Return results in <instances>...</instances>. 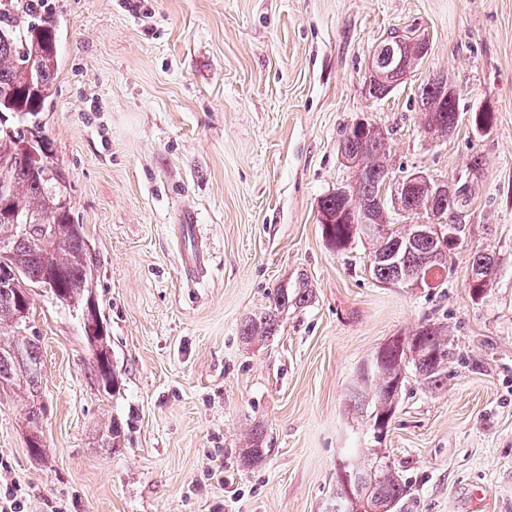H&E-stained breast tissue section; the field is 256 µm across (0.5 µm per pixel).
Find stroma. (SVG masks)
Returning <instances> with one entry per match:
<instances>
[{
	"label": "stroma",
	"instance_id": "1",
	"mask_svg": "<svg viewBox=\"0 0 512 512\" xmlns=\"http://www.w3.org/2000/svg\"><path fill=\"white\" fill-rule=\"evenodd\" d=\"M55 3L42 123L99 259L122 388L99 389L80 312L36 289L45 452L29 450L27 396L0 386V490L25 512H327L338 461L378 448L409 484L397 512H512V0ZM393 33L428 49L377 100L368 57ZM438 75L460 112L491 109V129L424 133L418 94ZM363 117L387 135L391 176L466 188L443 287H381L366 245L339 253L322 238L320 202L350 177L339 142ZM185 213L200 226L197 278L183 269ZM478 252L497 267L476 298ZM303 277L310 301L244 344L245 320ZM428 323L453 343L443 384L407 378L374 441L348 390L381 346ZM114 419L125 440L112 449ZM257 425L268 453L246 466Z\"/></svg>",
	"mask_w": 512,
	"mask_h": 512
}]
</instances>
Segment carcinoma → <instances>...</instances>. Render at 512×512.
Returning a JSON list of instances; mask_svg holds the SVG:
<instances>
[{"instance_id":"1","label":"carcinoma","mask_w":512,"mask_h":512,"mask_svg":"<svg viewBox=\"0 0 512 512\" xmlns=\"http://www.w3.org/2000/svg\"><path fill=\"white\" fill-rule=\"evenodd\" d=\"M57 32L52 0H0V202H12L16 211L0 217V244H6L10 251L0 263V385L16 386L30 399L27 421L33 428L31 450L37 457L44 450L38 436L43 414L39 403L43 364L36 343L28 336L21 308H32V291L41 287L48 267L54 265L63 273L62 288L55 299L69 308L84 309L95 298L98 265L83 225L74 218L67 177L52 160L43 137L41 113L52 100L59 69ZM401 78V74H369L365 86L370 97L382 99ZM442 83H448V78L435 77L420 94L423 130L433 138L448 136L461 118L454 94L446 100L440 97L438 85ZM32 149L38 157L30 154ZM339 150L357 164L352 180L344 184L346 192H331L320 202V213L329 220L322 225L323 238L338 252L357 241L365 242L371 246L373 258L390 249L392 242L389 237H362L353 231L362 211H369L374 223L394 228L396 235L404 229L395 223L392 205L378 202L389 173L386 140L380 132L364 138L348 129ZM428 248L425 242L415 243L400 266H374L371 277L382 283L425 272ZM472 266L485 269V279L469 284L472 294L480 296L492 280L496 263L493 256L478 253ZM310 297L304 279L294 288H277L269 306L242 326L241 338L247 343L266 341L277 331L279 314L290 306H304ZM85 340L94 356L98 385L107 394L120 391L107 328L96 336L85 335ZM452 355L448 336L430 325L410 336L393 337L372 373L359 368L350 396L354 411L368 426L379 420L391 421L396 395L408 375L437 387ZM266 455L263 429L256 426L251 430L249 446L243 449L242 461L257 464ZM349 472V484L343 475L337 477L336 512H351L350 494L361 502L385 499L397 505L407 492L406 482L382 457L370 463L355 459Z\"/></svg>"}]
</instances>
